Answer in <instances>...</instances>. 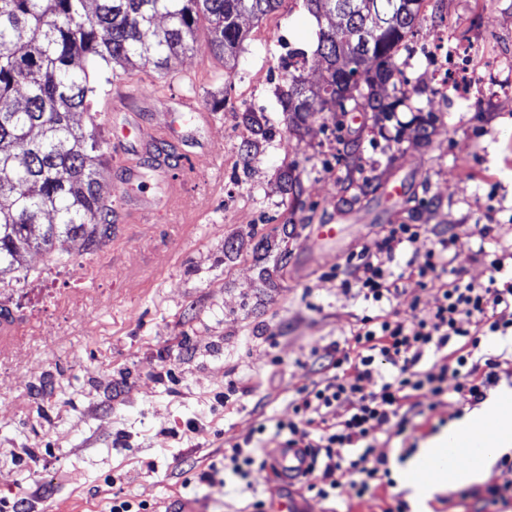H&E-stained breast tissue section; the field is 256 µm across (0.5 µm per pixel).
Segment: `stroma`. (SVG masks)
Wrapping results in <instances>:
<instances>
[{
    "label": "stroma",
    "instance_id": "obj_1",
    "mask_svg": "<svg viewBox=\"0 0 512 512\" xmlns=\"http://www.w3.org/2000/svg\"><path fill=\"white\" fill-rule=\"evenodd\" d=\"M409 37L408 106L309 113L289 129L279 92L282 60L313 53L321 27L302 0H281L263 19L241 16L245 39L223 62L200 25L192 48L151 82L115 67L99 110L112 224L105 237L41 278L48 256H27L0 283L11 334H0V500L29 494L34 512H110L113 495L150 512H243L281 485L254 468L201 480L210 463L255 423L254 408L287 417L311 374L312 351L350 339L371 306L340 288L336 273L390 224L428 228L393 263L423 256L433 232L456 237L454 265L485 281L478 249L512 246V88L485 80L512 53V0H440ZM456 42L474 83L469 100L438 89ZM197 112L209 124L194 120ZM428 121V142L414 133ZM172 142H158L167 128ZM353 151L355 186L343 190ZM190 151L208 182L170 211L172 166ZM297 178L299 198L284 190ZM379 177L376 192L360 187ZM337 224L341 240L316 245L313 225ZM273 272L265 280L262 268ZM423 415L379 453L406 459L454 420L452 397L421 395Z\"/></svg>",
    "mask_w": 512,
    "mask_h": 512
}]
</instances>
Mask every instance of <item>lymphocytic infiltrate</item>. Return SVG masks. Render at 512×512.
<instances>
[{
  "mask_svg": "<svg viewBox=\"0 0 512 512\" xmlns=\"http://www.w3.org/2000/svg\"><path fill=\"white\" fill-rule=\"evenodd\" d=\"M425 232L422 224L390 225L375 252L350 264L340 286L356 290L374 314L360 318L348 348L333 342L314 354L321 377L297 390L288 417L259 416L225 450L223 465H210L206 480L222 470L247 480L253 467L268 464L265 445L272 440L304 449L310 470L322 476L307 487L318 499L379 496L381 512H409L393 491L387 457L376 450L378 434H401L423 391L436 398L453 394L461 409L483 401L503 360L483 353L481 342L512 333V250L478 251L490 275L474 283L452 267L454 236L438 235L423 257L393 272L397 252ZM413 278L433 290L434 300L401 319L391 306L401 281Z\"/></svg>",
  "mask_w": 512,
  "mask_h": 512,
  "instance_id": "1",
  "label": "lymphocytic infiltrate"
}]
</instances>
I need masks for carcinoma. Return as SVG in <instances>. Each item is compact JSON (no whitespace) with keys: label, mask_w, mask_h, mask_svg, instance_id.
<instances>
[{"label":"carcinoma","mask_w":512,"mask_h":512,"mask_svg":"<svg viewBox=\"0 0 512 512\" xmlns=\"http://www.w3.org/2000/svg\"><path fill=\"white\" fill-rule=\"evenodd\" d=\"M280 0H0V283L36 249L67 253L78 241L106 234L112 198L102 193L107 159L94 133L97 89L88 68L152 54L165 74L187 49L197 22L210 24L219 57L242 38L240 17L260 18ZM336 27L319 30L313 58L328 64L317 92L322 105L393 116L404 98L373 92L395 73L398 47L420 20L423 0H303ZM165 25L157 26V19ZM377 61L375 72L366 68ZM283 111L297 127L312 110L302 74L288 72Z\"/></svg>","instance_id":"obj_1"}]
</instances>
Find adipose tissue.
Returning <instances> with one entry per match:
<instances>
[{"mask_svg":"<svg viewBox=\"0 0 512 512\" xmlns=\"http://www.w3.org/2000/svg\"><path fill=\"white\" fill-rule=\"evenodd\" d=\"M512 452V389L501 388L481 406L441 433L423 441L406 466L397 467L413 512H430L429 503L446 489L479 481L490 465ZM424 479H417L420 469Z\"/></svg>","mask_w":512,"mask_h":512,"instance_id":"1","label":"adipose tissue"}]
</instances>
